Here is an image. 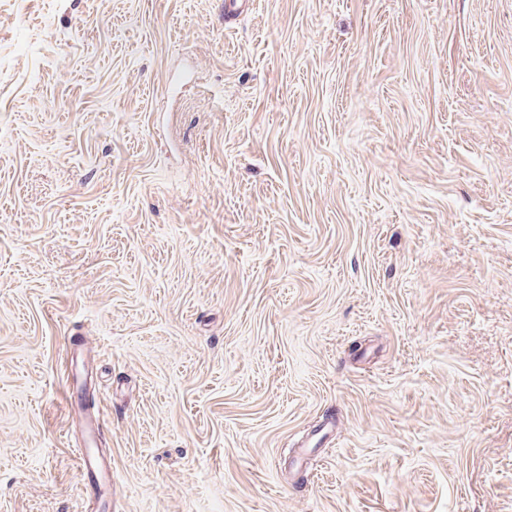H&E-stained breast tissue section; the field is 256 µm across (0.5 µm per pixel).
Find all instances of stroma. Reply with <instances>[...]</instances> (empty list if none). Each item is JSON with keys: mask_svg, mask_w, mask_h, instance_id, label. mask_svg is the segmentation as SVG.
<instances>
[{"mask_svg": "<svg viewBox=\"0 0 512 512\" xmlns=\"http://www.w3.org/2000/svg\"><path fill=\"white\" fill-rule=\"evenodd\" d=\"M0 512H512V0H0ZM78 459L81 472H84L87 475H93L97 484H99L100 481L107 485L112 484L111 468L109 466L100 468L97 457L89 454L86 448H81L80 456Z\"/></svg>", "mask_w": 512, "mask_h": 512, "instance_id": "stroma-1", "label": "stroma"}]
</instances>
